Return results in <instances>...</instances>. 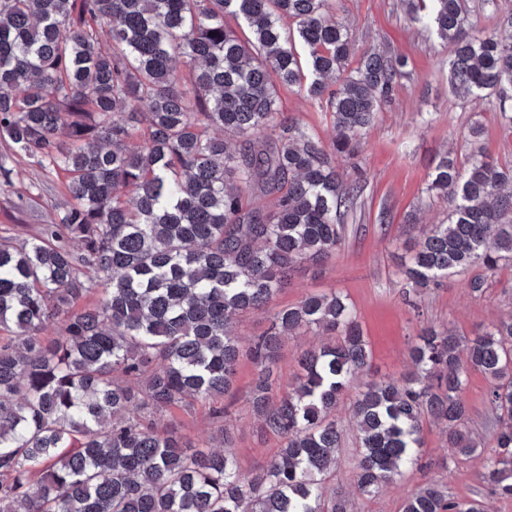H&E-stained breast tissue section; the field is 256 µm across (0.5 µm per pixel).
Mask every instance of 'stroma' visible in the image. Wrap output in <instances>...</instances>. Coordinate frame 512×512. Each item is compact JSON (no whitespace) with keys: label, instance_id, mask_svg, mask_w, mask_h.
<instances>
[{"label":"stroma","instance_id":"35a3bbf8","mask_svg":"<svg viewBox=\"0 0 512 512\" xmlns=\"http://www.w3.org/2000/svg\"><path fill=\"white\" fill-rule=\"evenodd\" d=\"M336 16L352 32L356 53L372 49L384 54H403L410 61L408 74L396 85L390 105L382 107L375 124L361 135V149L354 159L337 158L347 176L356 170L365 173V189L356 214L347 220L343 246L323 264L303 265L290 277L271 301L270 311L297 305L305 296L342 292L352 302L372 353V371L378 378H397L410 368L407 345L421 327L450 326L457 333L472 335L491 320L512 314V265H503L485 278V293L475 298L465 283L480 275L478 269L449 278L438 288L420 290L418 309L402 299L397 276L400 253L395 243L407 235L442 223L447 205L430 197V164L440 153L455 151L466 158L470 147L463 134L469 124L484 127L483 144L499 161H512V135L500 127L493 103L488 98L460 100L448 90V51L433 28L410 21L401 0H336ZM280 109L323 139H330L329 119L318 105L288 89H280ZM15 165L21 176L10 190L0 192V236L21 242L39 233L50 223L63 190L62 178H55L47 192L28 200L29 183L41 173L23 158ZM324 335L304 330L286 337L278 363L279 386L288 389L300 374L298 358L309 347L325 343ZM255 367L241 357L234 382L222 403L227 412L216 422L212 406L195 403L174 410L176 430L192 445H202L218 427H227L232 436L230 449L240 471L254 475L282 448V439L260 433L251 412ZM490 383L479 371L469 370L463 397L467 402L474 437L492 446L497 421L487 405ZM359 391L351 386L338 408L345 431L336 468L327 479L330 492L344 496L349 512H402L406 495L426 481L440 484L449 498L458 502L483 500L488 512H512V499L492 495L480 475L485 456L475 453L443 464L447 452L441 430L425 422L422 431L424 469L405 471L399 485L376 497L365 498L355 487L358 447L351 404Z\"/></svg>","mask_w":512,"mask_h":512}]
</instances>
